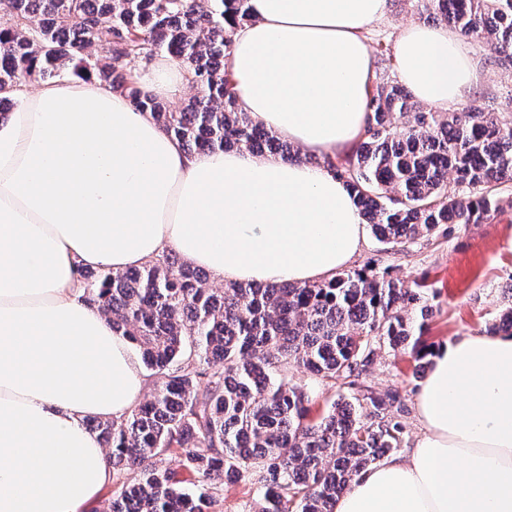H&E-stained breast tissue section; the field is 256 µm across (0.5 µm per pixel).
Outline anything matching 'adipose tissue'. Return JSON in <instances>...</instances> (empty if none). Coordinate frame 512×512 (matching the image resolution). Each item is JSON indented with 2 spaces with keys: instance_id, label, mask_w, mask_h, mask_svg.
I'll return each instance as SVG.
<instances>
[{
  "instance_id": "ef3b65f1",
  "label": "adipose tissue",
  "mask_w": 512,
  "mask_h": 512,
  "mask_svg": "<svg viewBox=\"0 0 512 512\" xmlns=\"http://www.w3.org/2000/svg\"><path fill=\"white\" fill-rule=\"evenodd\" d=\"M225 69L252 121L316 155L357 142L370 99L365 30L389 0H249ZM423 104L463 103L481 74L445 26L395 45ZM164 100L190 86L159 54L134 69ZM0 122V512H81L112 480L90 420L136 408V349L81 297L78 267L122 272L173 252L227 283L308 284L346 269L365 229L326 169L238 150L186 152L99 80L12 92ZM412 448L362 472L334 512H512V336L457 337L414 403Z\"/></svg>"
}]
</instances>
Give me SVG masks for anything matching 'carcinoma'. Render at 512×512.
<instances>
[{
  "mask_svg": "<svg viewBox=\"0 0 512 512\" xmlns=\"http://www.w3.org/2000/svg\"><path fill=\"white\" fill-rule=\"evenodd\" d=\"M423 8L512 67V0ZM250 20L248 0H0V120L23 82L94 77L190 153L269 152L326 168L378 241L403 249L512 208L502 191L512 184V116L473 101L438 112L398 82H379L346 156L303 157L254 124L224 72L231 33ZM159 52L191 71L195 94L182 109L143 94L127 69ZM79 280L85 301L163 374L145 402L94 425L112 464L106 512H211L224 483L238 481L260 489L246 512H334L361 472L402 449L405 398L374 391L365 375L389 350L410 354L413 378L423 377L436 292L391 266L369 261L313 284L210 288L170 253L124 272L82 268ZM502 298L488 332L512 334V288ZM292 366L337 390L322 416H310V393L283 375ZM175 449L180 472L165 465Z\"/></svg>",
  "mask_w": 512,
  "mask_h": 512,
  "instance_id": "cac0c4a2",
  "label": "carcinoma"
}]
</instances>
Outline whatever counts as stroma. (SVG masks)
Segmentation results:
<instances>
[{
	"mask_svg": "<svg viewBox=\"0 0 512 512\" xmlns=\"http://www.w3.org/2000/svg\"><path fill=\"white\" fill-rule=\"evenodd\" d=\"M418 0H390L387 17L365 33L374 55L372 78L397 79L392 51L402 28L410 23L427 22ZM467 47L484 73L481 86L472 96L490 112H506L504 99L512 93V69L493 63L487 45L471 39ZM512 210L491 217L481 224H455L448 237L423 241L408 251L388 249L373 234H366L360 253L352 262L361 267L374 259L392 266L395 276L405 280L425 278L437 292L435 313L425 343L438 346L454 337L484 330L502 308V292L512 287ZM412 359L407 354H382L366 375L377 392L399 391L413 401L419 388L411 375Z\"/></svg>",
	"mask_w": 512,
	"mask_h": 512,
	"instance_id": "obj_1",
	"label": "stroma"
}]
</instances>
